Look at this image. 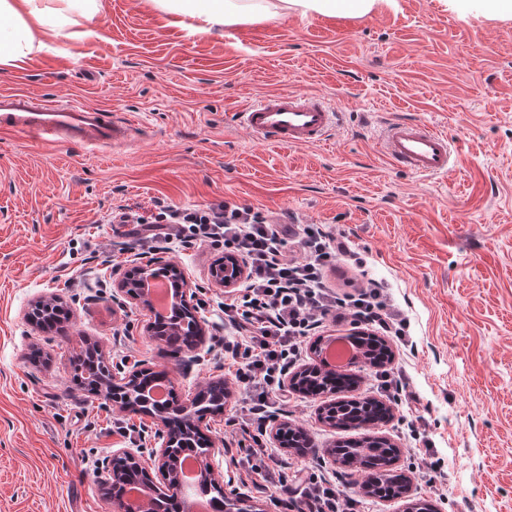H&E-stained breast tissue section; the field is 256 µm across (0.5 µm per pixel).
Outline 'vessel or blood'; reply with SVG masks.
<instances>
[{
	"instance_id": "obj_1",
	"label": "vessel or blood",
	"mask_w": 512,
	"mask_h": 512,
	"mask_svg": "<svg viewBox=\"0 0 512 512\" xmlns=\"http://www.w3.org/2000/svg\"><path fill=\"white\" fill-rule=\"evenodd\" d=\"M235 120L258 141L298 147L325 141L339 112L318 94L278 92L243 105ZM138 128L126 118H105L93 106L44 100L27 91L0 92V133L43 147L118 148L135 139ZM382 150L396 166L425 178L446 176L455 163L447 135L417 121L389 123Z\"/></svg>"
}]
</instances>
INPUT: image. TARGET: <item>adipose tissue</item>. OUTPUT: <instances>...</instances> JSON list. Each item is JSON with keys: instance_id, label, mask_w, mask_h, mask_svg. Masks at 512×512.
<instances>
[{"instance_id": "1", "label": "adipose tissue", "mask_w": 512, "mask_h": 512, "mask_svg": "<svg viewBox=\"0 0 512 512\" xmlns=\"http://www.w3.org/2000/svg\"><path fill=\"white\" fill-rule=\"evenodd\" d=\"M163 12L197 19L196 33L243 20L274 17L295 11L301 15L360 16L378 0H154ZM101 10L100 0H0V65H19L45 49L43 33H59L73 13L91 17Z\"/></svg>"}]
</instances>
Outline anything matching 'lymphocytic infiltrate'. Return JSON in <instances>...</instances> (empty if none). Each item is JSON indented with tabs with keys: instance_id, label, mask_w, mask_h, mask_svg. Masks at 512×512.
Here are the masks:
<instances>
[{
	"instance_id": "1",
	"label": "lymphocytic infiltrate",
	"mask_w": 512,
	"mask_h": 512,
	"mask_svg": "<svg viewBox=\"0 0 512 512\" xmlns=\"http://www.w3.org/2000/svg\"><path fill=\"white\" fill-rule=\"evenodd\" d=\"M112 221L130 225L129 235L139 243L220 246L226 255L245 257V293L224 306V322L235 333L224 351L249 400L240 431L253 444L266 435L269 414L288 404L284 378L303 339L326 317L339 313L370 322L394 339L404 335L373 283L343 298L328 291L326 272L347 249L319 225L274 221L260 209L223 200L188 207L160 200L151 215L124 208ZM298 483L299 512H361V500L335 484L312 474Z\"/></svg>"
}]
</instances>
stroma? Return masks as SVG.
Returning <instances> with one entry per match:
<instances>
[{
  "mask_svg": "<svg viewBox=\"0 0 512 512\" xmlns=\"http://www.w3.org/2000/svg\"><path fill=\"white\" fill-rule=\"evenodd\" d=\"M101 2L48 51L0 67V91L143 121L137 145L114 151L0 136V512H113L101 484L113 453L153 465L155 419L72 383L85 340L108 367L165 371L184 401L225 376L224 302L238 291L211 279L223 248L152 251L111 222L157 199L326 225L355 254L329 284L373 282L404 320L393 365L416 401L375 432L399 448L405 474L422 433L444 492L418 478L408 497H366L365 512H406L412 498L436 512H512V18L490 15L488 0H383L363 17L291 13L199 35L152 0ZM274 92L323 95L339 123L317 145L260 143L234 113ZM395 120L447 133L452 171L394 167L377 138ZM151 252L191 283L210 328L202 349L172 356L147 335V310L113 303L132 260ZM43 295L63 302L66 334L28 322ZM290 398L310 439L333 446L323 397ZM242 404L233 393L206 421L215 459L258 512H294L287 493L256 483L257 459L230 425Z\"/></svg>",
  "mask_w": 512,
  "mask_h": 512,
  "instance_id": "1",
  "label": "stroma"
}]
</instances>
